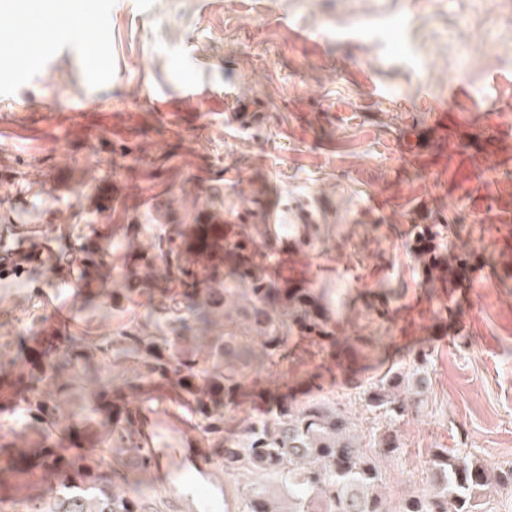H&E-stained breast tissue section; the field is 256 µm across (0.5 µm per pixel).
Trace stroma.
Wrapping results in <instances>:
<instances>
[{"instance_id": "1", "label": "stroma", "mask_w": 512, "mask_h": 512, "mask_svg": "<svg viewBox=\"0 0 512 512\" xmlns=\"http://www.w3.org/2000/svg\"><path fill=\"white\" fill-rule=\"evenodd\" d=\"M94 26L46 47L0 44V225L38 224L77 272L0 285V405L16 378L94 340L48 384L74 441L107 436L100 384L125 383L99 343L166 336L156 243L221 222L269 244L263 275L307 289L338 339L250 371L224 414L240 435L272 399L334 395L363 436L378 412L351 387L424 365L421 412L384 460L391 506L425 488L433 451L512 463V0H83ZM104 37L91 72L81 42ZM429 228L439 264L411 252ZM128 289L113 300L112 292ZM95 367L90 381L85 366Z\"/></svg>"}]
</instances>
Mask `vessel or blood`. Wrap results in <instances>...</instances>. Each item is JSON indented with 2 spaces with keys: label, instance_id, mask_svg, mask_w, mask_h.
I'll list each match as a JSON object with an SVG mask.
<instances>
[{
  "label": "vessel or blood",
  "instance_id": "vessel-or-blood-1",
  "mask_svg": "<svg viewBox=\"0 0 512 512\" xmlns=\"http://www.w3.org/2000/svg\"><path fill=\"white\" fill-rule=\"evenodd\" d=\"M33 267L55 272L63 281L74 275L73 265L40 241L37 227L13 224L1 231L0 281L21 276ZM134 415L153 448L157 469L169 473V483L184 512H224V493L210 481L209 463L197 438L185 435L170 443V429L183 427L184 422L168 401L158 398L135 405Z\"/></svg>",
  "mask_w": 512,
  "mask_h": 512
}]
</instances>
